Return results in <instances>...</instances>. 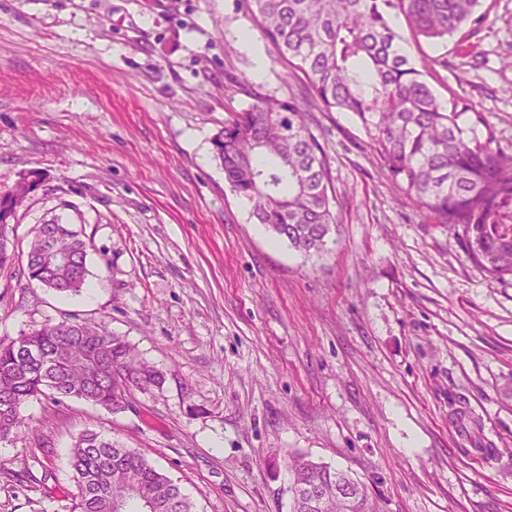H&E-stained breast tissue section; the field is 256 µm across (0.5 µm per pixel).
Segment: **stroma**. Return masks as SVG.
Returning a JSON list of instances; mask_svg holds the SVG:
<instances>
[{
	"instance_id": "obj_1",
	"label": "stroma",
	"mask_w": 512,
	"mask_h": 512,
	"mask_svg": "<svg viewBox=\"0 0 512 512\" xmlns=\"http://www.w3.org/2000/svg\"><path fill=\"white\" fill-rule=\"evenodd\" d=\"M479 10L431 85L512 147V0ZM269 96L324 150L338 223L319 258L253 223L214 157L234 113ZM29 169L47 187L10 245L70 202L97 290L0 275V337L76 314L166 381L116 414L26 405L35 433L0 441V512H71L67 454L87 430L138 449L201 512H289L291 458L351 470L382 512H512V279L395 196L359 121L324 111L237 0H0V190Z\"/></svg>"
}]
</instances>
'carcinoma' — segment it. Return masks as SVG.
Segmentation results:
<instances>
[{
    "mask_svg": "<svg viewBox=\"0 0 512 512\" xmlns=\"http://www.w3.org/2000/svg\"><path fill=\"white\" fill-rule=\"evenodd\" d=\"M278 61L301 72L322 107L349 112L383 159L386 177L429 224L462 228L468 258L495 281L512 278V155L458 123L427 82L445 55L415 58L404 44L445 48L476 16L480 0H243ZM224 180L251 204V217L306 258L327 251L336 223L326 159L303 113L266 99L237 113L214 139ZM0 192V275L16 269L6 228L45 183L28 170ZM90 243L54 215L36 225L24 274L44 288L80 293L89 276ZM164 373L123 337L69 314L16 338H0V440L32 430L29 402L76 398L108 411L130 407L134 392L161 389ZM69 466L74 512H199L161 468L134 448L86 431L74 441ZM290 512L303 509L297 492L320 489L325 512H379L365 483L314 461L290 465Z\"/></svg>",
    "mask_w": 512,
    "mask_h": 512,
    "instance_id": "obj_1",
    "label": "carcinoma"
}]
</instances>
